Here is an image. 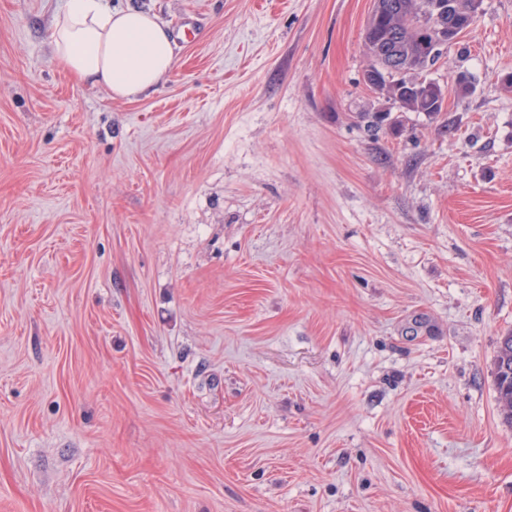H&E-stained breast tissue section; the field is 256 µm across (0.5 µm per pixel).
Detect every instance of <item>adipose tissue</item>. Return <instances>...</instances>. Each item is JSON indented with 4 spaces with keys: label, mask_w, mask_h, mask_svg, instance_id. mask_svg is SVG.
I'll return each mask as SVG.
<instances>
[{
    "label": "adipose tissue",
    "mask_w": 512,
    "mask_h": 512,
    "mask_svg": "<svg viewBox=\"0 0 512 512\" xmlns=\"http://www.w3.org/2000/svg\"><path fill=\"white\" fill-rule=\"evenodd\" d=\"M56 59L78 82L134 100L174 69L170 33L157 16L108 0H67L52 31Z\"/></svg>",
    "instance_id": "ef3b65f1"
}]
</instances>
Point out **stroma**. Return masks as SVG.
I'll use <instances>...</instances> for the list:
<instances>
[{"label":"stroma","mask_w":512,"mask_h":512,"mask_svg":"<svg viewBox=\"0 0 512 512\" xmlns=\"http://www.w3.org/2000/svg\"><path fill=\"white\" fill-rule=\"evenodd\" d=\"M64 3L0 0V512H512V0L434 118L373 0H111L174 40L133 101ZM498 406L504 418L512 422V334L504 336L496 358Z\"/></svg>","instance_id":"1"}]
</instances>
